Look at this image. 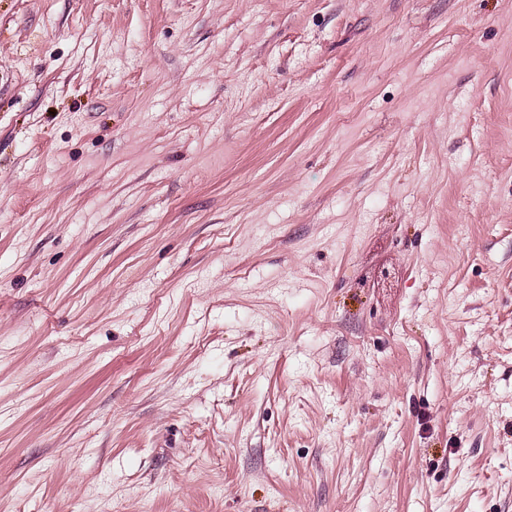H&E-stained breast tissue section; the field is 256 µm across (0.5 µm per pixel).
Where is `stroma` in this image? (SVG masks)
I'll return each instance as SVG.
<instances>
[{
    "label": "stroma",
    "instance_id": "1",
    "mask_svg": "<svg viewBox=\"0 0 512 512\" xmlns=\"http://www.w3.org/2000/svg\"><path fill=\"white\" fill-rule=\"evenodd\" d=\"M0 512H512V0H0Z\"/></svg>",
    "mask_w": 512,
    "mask_h": 512
}]
</instances>
